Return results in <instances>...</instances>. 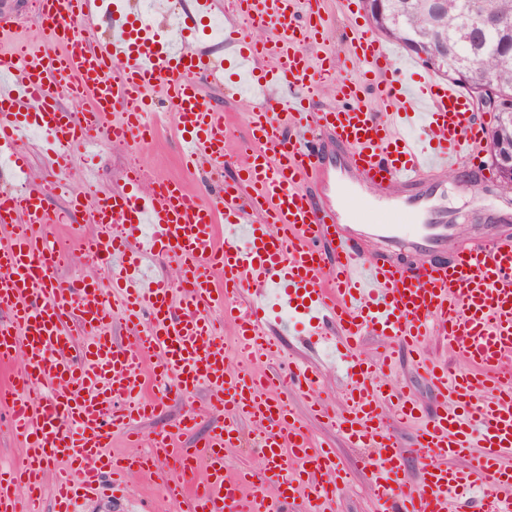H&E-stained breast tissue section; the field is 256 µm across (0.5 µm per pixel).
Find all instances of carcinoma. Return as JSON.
Instances as JSON below:
<instances>
[{
  "mask_svg": "<svg viewBox=\"0 0 512 512\" xmlns=\"http://www.w3.org/2000/svg\"><path fill=\"white\" fill-rule=\"evenodd\" d=\"M365 5L377 32L471 93L481 87L484 74H492L488 97L495 125L488 133L487 150L498 153L512 146V125L500 122V114L512 113V25H478L487 10L512 22V0H443L438 13L430 10L429 0H365ZM445 44L448 56L469 64L467 80L440 69L435 49Z\"/></svg>",
  "mask_w": 512,
  "mask_h": 512,
  "instance_id": "carcinoma-1",
  "label": "carcinoma"
}]
</instances>
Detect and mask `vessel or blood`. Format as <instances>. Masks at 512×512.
<instances>
[{
	"instance_id": "b4317fda",
	"label": "vessel or blood",
	"mask_w": 512,
	"mask_h": 512,
	"mask_svg": "<svg viewBox=\"0 0 512 512\" xmlns=\"http://www.w3.org/2000/svg\"><path fill=\"white\" fill-rule=\"evenodd\" d=\"M245 21L224 20L228 62L251 85L249 137L242 173L200 194L181 183L142 189L141 178L97 195L88 218L93 234L75 232L112 275L62 279L64 259L47 239L50 213L44 183L28 176L23 147L39 131L45 151L69 153L90 141L147 144L155 100L177 107L186 167L223 164L234 129L223 110L208 107L202 85L224 86L223 63L158 36L157 16L130 13L118 22L96 0H41L50 36L25 52L0 53V148L10 150L25 191H0V368L18 367V380L0 381V407L25 441L21 464L0 466V512H39L47 468L56 460L58 512H72L79 493L98 489L105 475L151 472L168 458L166 495L190 496L192 512H288L296 500L325 512L347 475L333 449L316 445L298 425L277 386L309 390L322 367L275 354L264 326L328 322L344 354L342 412L319 413L351 447L375 455V512H465L473 492L512 512V386L499 382L512 361V236L496 234L457 244L444 203L441 175L481 160L487 128L474 118L470 94L432 75L411 79L394 68L383 40L351 29L344 42L362 68L337 78L335 55L311 59L304 47L324 33L315 0H243ZM335 81L336 99L316 112L303 102L319 83ZM83 99L79 113L62 111L56 90ZM121 113L118 122L108 114ZM319 185L314 199L309 185ZM358 199L361 209L349 207ZM228 215L219 224L220 215ZM386 254L370 258L364 242ZM335 248L326 263L323 245ZM454 250L452 261L443 258ZM167 253L180 277L169 282L142 273ZM428 254L416 267L404 254ZM233 321L234 346L247 356L276 357L272 374L230 369L212 310ZM122 316L132 338L117 341L107 327ZM456 347L468 372L430 363L426 369L441 406L419 430L410 452L385 423L394 408L404 421L419 404L388 386L358 352L363 336L391 347L418 349L429 333ZM156 358L148 369L147 358ZM174 379L169 393L184 403L183 431L195 426L193 395L208 390L220 420L194 450L168 456L167 435L152 455L106 460L112 432L154 415L161 396L149 387ZM49 380L45 399L25 382ZM261 430L262 467L225 474V452L241 443L240 420ZM485 452L473 454L475 441ZM422 478L407 485L405 455Z\"/></svg>"
}]
</instances>
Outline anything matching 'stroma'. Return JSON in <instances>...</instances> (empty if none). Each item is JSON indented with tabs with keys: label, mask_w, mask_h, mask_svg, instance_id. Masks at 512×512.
Masks as SVG:
<instances>
[{
	"label": "stroma",
	"mask_w": 512,
	"mask_h": 512,
	"mask_svg": "<svg viewBox=\"0 0 512 512\" xmlns=\"http://www.w3.org/2000/svg\"><path fill=\"white\" fill-rule=\"evenodd\" d=\"M319 8L326 21V29L322 41L309 46V55L333 53L340 61L339 76L357 74L359 67L347 56L343 42L350 28H365L369 25L362 0H319ZM201 95L207 105L223 109L233 123L235 139L231 149L239 151L247 133L246 99L226 98L222 89L209 85L203 86ZM171 127L170 116L162 114L157 119L153 139L141 149L133 151L115 146L96 152L94 166L97 178L93 186H85L79 174H72L69 183L73 193L85 197L92 192L100 194L122 186L127 177L129 157L133 154L140 159L149 179L180 181L192 191H210L219 182L235 178L238 167L231 162L218 170L209 166L186 170L181 160L180 141L171 136ZM444 190L448 212L460 226V242H468L476 235L489 231L512 233V223L492 226L487 221L489 213L502 210L504 200H512V189L507 190L500 185L489 160H482L477 168L465 173L446 174ZM386 380L391 384L406 386L422 406L418 421L396 427L401 447H411L421 421L427 420L437 403L422 370L414 365L412 355H401L394 369L387 373ZM196 404L201 413L192 431L183 433L178 430L177 423L183 408L172 401L165 402L156 416L136 422L132 430L147 437L171 434L172 447L176 450L194 447L217 421L216 416L206 407V392H198ZM292 404L303 429L310 432L323 447L334 449L337 464L348 474L347 481L340 485L330 504V512H372L370 469L360 461L361 449L348 447L336 429L327 426L323 418L312 411L306 399L293 398ZM167 471L166 464L162 463L150 474L131 473L127 488L122 492L113 491L111 485H104L96 493L77 498L75 512H188L186 503H172L165 499L163 481Z\"/></svg>",
	"instance_id": "obj_1"
}]
</instances>
